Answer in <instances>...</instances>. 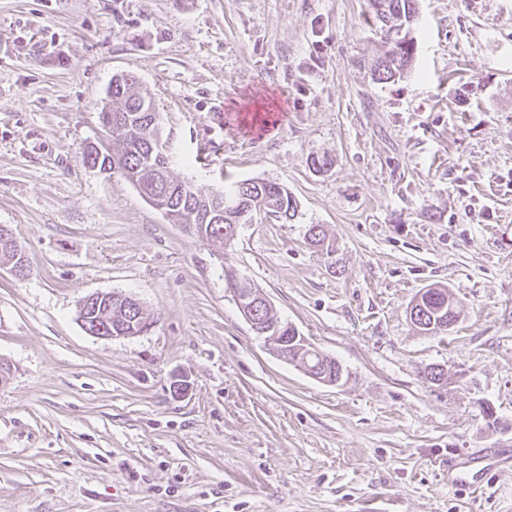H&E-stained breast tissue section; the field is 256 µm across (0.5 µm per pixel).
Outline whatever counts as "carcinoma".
I'll use <instances>...</instances> for the list:
<instances>
[{"mask_svg": "<svg viewBox=\"0 0 512 512\" xmlns=\"http://www.w3.org/2000/svg\"><path fill=\"white\" fill-rule=\"evenodd\" d=\"M382 13H374L381 30L391 28L402 32L401 41L391 45L373 68L374 79L389 82L401 77L413 61L414 43L409 38L415 21L416 0H383ZM111 104L102 107L99 119L104 127H111L112 150L123 160L118 172L136 188L153 195L154 206L169 216L175 224H190L198 237L224 246V230L231 225L245 224L256 215L291 221L298 205L288 190L275 182L243 180L224 186L221 195L234 205L221 214L213 213L211 196L202 195L185 181L173 178L154 151L155 142L164 138L162 127L153 122L156 103L138 90L132 77L109 87ZM16 258L13 235L0 233V261ZM432 308L425 313L428 333L441 332L438 325L458 321L460 312L444 289L436 291Z\"/></svg>", "mask_w": 512, "mask_h": 512, "instance_id": "cac0c4a2", "label": "carcinoma"}]
</instances>
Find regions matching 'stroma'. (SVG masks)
Wrapping results in <instances>:
<instances>
[{"mask_svg":"<svg viewBox=\"0 0 512 512\" xmlns=\"http://www.w3.org/2000/svg\"><path fill=\"white\" fill-rule=\"evenodd\" d=\"M417 6L412 67L380 83L369 0H0V225L30 266L0 263V512H512V0ZM118 73L175 178L278 183L295 220L221 249L88 168ZM229 272L342 381L273 353ZM430 286L460 309L435 336L407 314ZM94 292L153 327L87 334ZM491 452L485 493L449 487ZM234 294L240 313L252 329L258 331L261 326L259 315L263 310L272 309L270 302L255 289L253 283L247 278L239 281L238 288L234 289ZM113 293L96 292V293H92V294L86 296V298H84L79 305V312L82 311V313H85V311L87 309L88 310L86 311L85 314H83L84 318L82 315L80 316L79 322H80L81 326L83 327V329L85 331H87V333L94 335L98 338L114 339V338L133 337V336H126L125 333L122 332V331L127 332V331H133V330L128 326L127 327L124 326V323H122L120 320H118V317L115 314L116 310H117L116 303L118 302V300L113 301V295H112ZM109 298H112V300L107 301ZM102 299H105L107 304H110L112 302L110 304V306L112 307V310L108 313V315L117 317L116 322L118 323V325L120 327H122V331L120 329L116 330V331H112V327L109 325L108 321H105L104 325H100L98 322H95L92 327H90V325L87 323L85 318L89 319L88 321L90 323H93L96 320L100 321L101 315L104 314L105 312H107L109 305L105 304V301H102ZM95 302H97V305L96 304L92 305ZM99 304H100L99 309L98 308L96 309L95 305H96V307H98ZM120 304L122 305V308H121L122 315L125 318L132 317L133 315L135 316V313L138 311V309H140V303L132 296L121 295L119 297L118 306ZM103 305H105V306H103ZM79 312H78V317H79Z\"/></svg>","mask_w":512,"mask_h":512,"instance_id":"35a3bbf8","label":"stroma"}]
</instances>
